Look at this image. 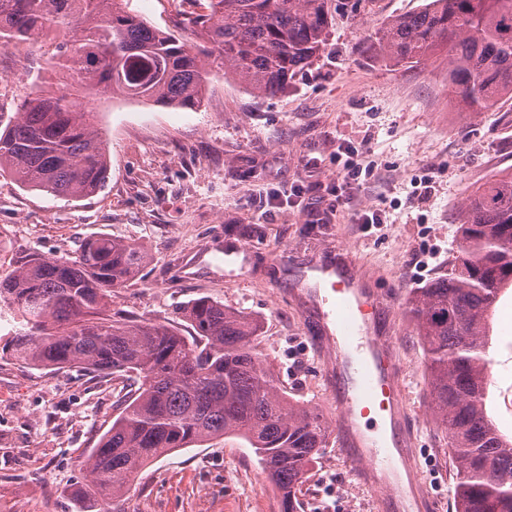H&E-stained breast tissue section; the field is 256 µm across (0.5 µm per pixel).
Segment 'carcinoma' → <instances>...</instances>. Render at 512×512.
Wrapping results in <instances>:
<instances>
[{
    "instance_id": "cac0c4a2",
    "label": "carcinoma",
    "mask_w": 512,
    "mask_h": 512,
    "mask_svg": "<svg viewBox=\"0 0 512 512\" xmlns=\"http://www.w3.org/2000/svg\"><path fill=\"white\" fill-rule=\"evenodd\" d=\"M193 33L218 53L224 73L261 96L282 92L323 52L328 0H194ZM54 29L55 78L67 93L37 94L0 132V168L20 186L53 196L100 191L107 157L94 113L74 102L88 90L182 108L200 107L201 49L148 25L128 0H0V48ZM448 45V95L488 110L512 97V0H430L393 19L375 45L383 59L419 64ZM136 243L85 238L75 258L21 256L0 278V305L23 326L3 350L23 364L131 373L135 396L81 462L89 495L120 512L142 466L215 436L244 440L279 492L283 512L327 446L328 423L280 388L257 349L260 325L206 297L184 314L189 343L171 327L112 318V289L146 262ZM512 288V173L467 197L448 268L413 290L407 308L424 357L433 411L448 434L455 512H512V436L487 413L489 319Z\"/></svg>"
}]
</instances>
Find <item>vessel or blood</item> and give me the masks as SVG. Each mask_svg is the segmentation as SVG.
<instances>
[{
	"mask_svg": "<svg viewBox=\"0 0 512 512\" xmlns=\"http://www.w3.org/2000/svg\"><path fill=\"white\" fill-rule=\"evenodd\" d=\"M296 296L317 325L328 365L336 443L363 483L387 492L385 512H432L416 483L404 387L389 315L395 296L382 293L345 250L290 265Z\"/></svg>",
	"mask_w": 512,
	"mask_h": 512,
	"instance_id": "obj_1",
	"label": "vessel or blood"
}]
</instances>
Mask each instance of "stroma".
Listing matches in <instances>:
<instances>
[{"label":"stroma","instance_id":"obj_1","mask_svg":"<svg viewBox=\"0 0 512 512\" xmlns=\"http://www.w3.org/2000/svg\"><path fill=\"white\" fill-rule=\"evenodd\" d=\"M426 0H328V45L273 97L210 68L196 110L94 93L95 126L110 167L96 194L55 197L22 188L0 169V276L29 252L73 255L104 235L148 253L110 309L121 321L194 330L186 306L206 296L257 319L258 349L281 387L334 423L324 366L289 285L287 260L329 248L350 251L383 292L407 298L448 264L460 207L477 186L512 169V99L471 112L448 97V61L411 67L380 57L379 30ZM40 42L0 53V129L20 102L56 89ZM341 144L365 147L373 174L353 204L336 197ZM430 177L423 187L422 177ZM383 211L363 232L354 208ZM405 368L418 475L437 512H454L448 440L432 414L422 348L406 307L391 319ZM0 313V512H75L84 483L77 462L134 393L126 377L32 369L1 347L17 332ZM490 354L494 417L512 434V290L496 306ZM384 492L362 484L335 442L311 466L298 512H379ZM123 512H282L251 449L234 436L162 456L134 474Z\"/></svg>","mask_w":512,"mask_h":512}]
</instances>
